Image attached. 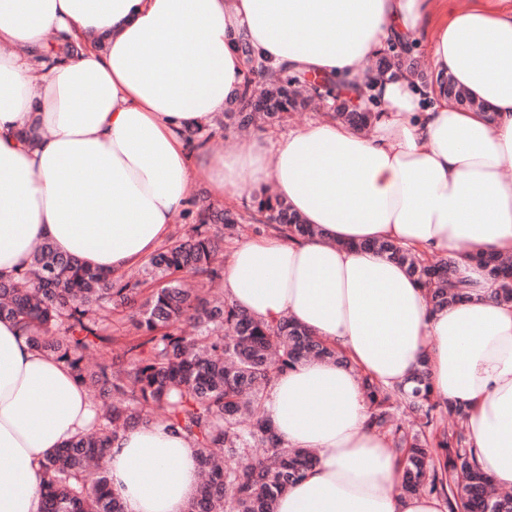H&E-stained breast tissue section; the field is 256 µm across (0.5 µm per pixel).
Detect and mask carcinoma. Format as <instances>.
Wrapping results in <instances>:
<instances>
[{
    "instance_id": "1",
    "label": "carcinoma",
    "mask_w": 512,
    "mask_h": 512,
    "mask_svg": "<svg viewBox=\"0 0 512 512\" xmlns=\"http://www.w3.org/2000/svg\"><path fill=\"white\" fill-rule=\"evenodd\" d=\"M299 106L279 80L250 97L241 122L279 118ZM335 116L359 129L378 118ZM252 204L279 233H319L274 196ZM241 228L237 214L207 206L188 234L157 249L140 271L103 273L42 242L27 269L0 277V320H13L32 348L62 363L107 405L92 431L42 462L43 512H125L101 462L111 440L138 423L161 424L197 448L200 487L186 512H275L279 495L312 467V452L287 448L274 435L264 413L267 394L280 374L304 360L350 361L291 319L260 322L212 293L221 280L224 236ZM370 247L401 264L433 307L467 298L448 258L423 259L387 240ZM464 257L485 270L500 301L512 303L511 256L474 249ZM115 312L123 320L118 336ZM361 385L371 425L402 459L403 493L441 497L447 512H512V493L493 487L473 459L467 411L434 398L426 366L407 388L367 376ZM400 415L411 418L409 426ZM227 459L241 464L226 467Z\"/></svg>"
}]
</instances>
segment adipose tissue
<instances>
[{
	"instance_id": "1",
	"label": "adipose tissue",
	"mask_w": 512,
	"mask_h": 512,
	"mask_svg": "<svg viewBox=\"0 0 512 512\" xmlns=\"http://www.w3.org/2000/svg\"><path fill=\"white\" fill-rule=\"evenodd\" d=\"M0 0V276L34 246L115 274L144 262L197 180L241 197L266 184L322 236L240 242L223 286L238 308L288 316L340 347L351 367L311 360L265 401L289 448L316 465L276 512H446L406 497L402 470L368 424L361 376L408 384L427 365L441 402L465 406L481 471L512 488V304L461 250L512 255V14L445 0ZM424 39L422 85L370 69ZM74 56L57 55L63 41ZM337 80L372 97L361 131L328 115L224 153L188 133L234 112L248 81ZM457 259L469 301L433 310L424 288L361 241ZM95 410L69 371L0 320V512H41V463L86 433ZM125 512H185L199 482L188 439L157 423L104 458Z\"/></svg>"
}]
</instances>
